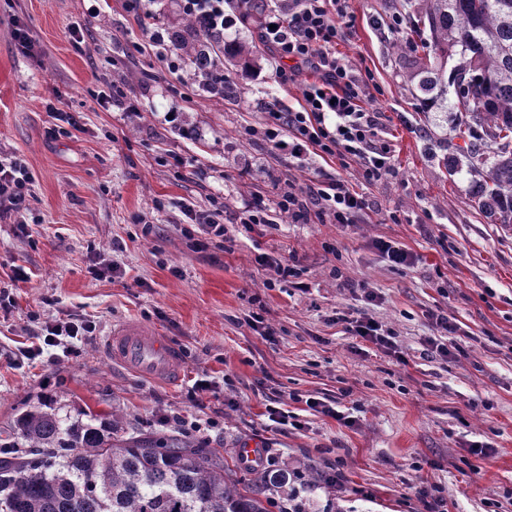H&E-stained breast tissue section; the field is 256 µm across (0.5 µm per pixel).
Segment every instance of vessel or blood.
Masks as SVG:
<instances>
[{"label":"vessel or blood","mask_w":512,"mask_h":512,"mask_svg":"<svg viewBox=\"0 0 512 512\" xmlns=\"http://www.w3.org/2000/svg\"><path fill=\"white\" fill-rule=\"evenodd\" d=\"M103 350L108 359L150 381L179 382L180 351L158 332L136 321H126L107 335Z\"/></svg>","instance_id":"1"}]
</instances>
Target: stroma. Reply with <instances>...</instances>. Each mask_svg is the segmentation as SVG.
<instances>
[{"instance_id": "obj_1", "label": "stroma", "mask_w": 512, "mask_h": 512, "mask_svg": "<svg viewBox=\"0 0 512 512\" xmlns=\"http://www.w3.org/2000/svg\"><path fill=\"white\" fill-rule=\"evenodd\" d=\"M401 3L342 4L349 36L337 50L370 75L374 141L390 148L389 172L369 182L352 161L272 150L267 107L299 110L308 77L277 79L255 17L225 30L253 46L256 68L227 69L236 93L222 98L192 69L168 73L147 45L151 24L181 29L175 0H149L141 18L125 0H0V157L31 176L25 226L0 219V291L12 299L0 311V428L49 404L64 423L109 421L127 437L180 431L213 448H257L292 488L310 469L341 471L335 489L304 493L307 512H420L424 483L447 512H512V228L475 208L473 176L447 173L457 115L429 108L407 82ZM18 26L31 52L15 41ZM60 110L76 126L59 134ZM334 178L367 202L352 223L280 212L287 188L302 196ZM247 201L271 226L245 230ZM191 211L216 212L224 237ZM380 240L413 263L391 266ZM263 253L293 261L306 290L269 287ZM438 310L457 326L444 338L449 360L426 351ZM363 314L394 332L397 354L346 330L344 318ZM71 318L96 324L80 357H24L41 322ZM128 319L178 347V384L103 357L105 336ZM204 375L214 388L192 405ZM310 397L351 425L309 410ZM272 406L301 429L272 422ZM173 414L186 427L161 424ZM477 442L493 455L476 461Z\"/></svg>"}]
</instances>
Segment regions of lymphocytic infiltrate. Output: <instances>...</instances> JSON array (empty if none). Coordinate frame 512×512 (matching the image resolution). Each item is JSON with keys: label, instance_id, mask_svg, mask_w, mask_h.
<instances>
[{"label": "lymphocytic infiltrate", "instance_id": "f902f5d3", "mask_svg": "<svg viewBox=\"0 0 512 512\" xmlns=\"http://www.w3.org/2000/svg\"><path fill=\"white\" fill-rule=\"evenodd\" d=\"M340 0H288L287 7L265 18L263 41L278 59L289 60V67H277L281 82L294 80L299 69L307 67L319 79L305 86L304 106L284 112L269 107L266 113V138L272 148L300 156L308 148L329 156H353L359 159L366 179L377 180L390 169V150L375 145L378 124L376 113L363 109L370 95L368 80L358 77L336 54V45L347 36L341 22ZM228 0H179V8L204 28L209 39L223 42L224 28L230 18L224 13ZM25 166L18 160L0 159V217L21 213L26 208ZM315 215L323 224L350 223L362 211L365 202L350 192L343 180L331 179L310 186ZM92 321L74 319L46 324L37 341L30 346L31 357H40L61 346L62 338L73 339L67 355H77L76 341L92 335Z\"/></svg>", "mask_w": 512, "mask_h": 512}]
</instances>
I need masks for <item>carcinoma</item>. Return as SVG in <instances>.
Returning a JSON list of instances; mask_svg holds the SVG:
<instances>
[{
	"label": "carcinoma",
	"instance_id": "obj_1",
	"mask_svg": "<svg viewBox=\"0 0 512 512\" xmlns=\"http://www.w3.org/2000/svg\"><path fill=\"white\" fill-rule=\"evenodd\" d=\"M406 34L424 57L407 79L465 113L447 161L449 175L477 172L471 196L495 224L512 228V0H404ZM193 20L177 48L210 93L229 97L232 81L216 76L212 54L247 72L254 50L236 40L207 54ZM455 61L446 71L448 60ZM16 439L0 444V512H270L286 476L248 469L186 435L124 438L109 426L64 424L50 405L21 413Z\"/></svg>",
	"mask_w": 512,
	"mask_h": 512
}]
</instances>
